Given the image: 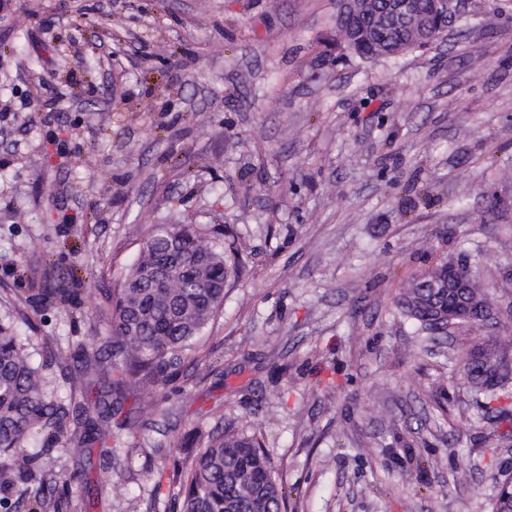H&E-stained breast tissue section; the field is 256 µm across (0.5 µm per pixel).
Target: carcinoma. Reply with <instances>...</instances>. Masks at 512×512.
Masks as SVG:
<instances>
[{"mask_svg": "<svg viewBox=\"0 0 512 512\" xmlns=\"http://www.w3.org/2000/svg\"><path fill=\"white\" fill-rule=\"evenodd\" d=\"M403 53L391 37L371 43L363 59ZM210 233L193 224H155L146 235L136 264L112 289V336L84 354L92 363L107 356L112 369L99 380L92 401H64L48 396L41 375L11 321L0 320V456L24 452L21 462L0 466V512H50L57 504L43 490L54 475L35 473L42 450L27 447L36 431L52 438L73 416L78 444L100 441L108 433L102 423L123 410L131 386H150L176 379L186 358L196 359L199 340L224 304V288L240 270L233 244L208 239ZM448 261L441 258L403 283L396 296L400 313L423 331H439V309L448 301V290L431 283L448 275ZM469 288L462 294L472 307L497 318L493 289L469 274ZM510 344H472L457 350L456 360L475 401L509 378ZM180 512H287V493L273 474L264 437L232 424L222 431L200 436L187 465L176 470Z\"/></svg>", "mask_w": 512, "mask_h": 512, "instance_id": "cac0c4a2", "label": "carcinoma"}]
</instances>
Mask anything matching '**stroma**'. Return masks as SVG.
I'll list each match as a JSON object with an SVG mask.
<instances>
[{"label":"stroma","mask_w":512,"mask_h":512,"mask_svg":"<svg viewBox=\"0 0 512 512\" xmlns=\"http://www.w3.org/2000/svg\"><path fill=\"white\" fill-rule=\"evenodd\" d=\"M336 0H0V317L50 391L94 390L150 225H222L243 273L199 363L133 388V458L38 439L62 512H175L199 431L262 433L288 512H492L512 440L455 359L512 336V0L427 48L336 47ZM467 255L499 319L445 335L400 283ZM99 487L98 498L85 491Z\"/></svg>","instance_id":"35a3bbf8"}]
</instances>
